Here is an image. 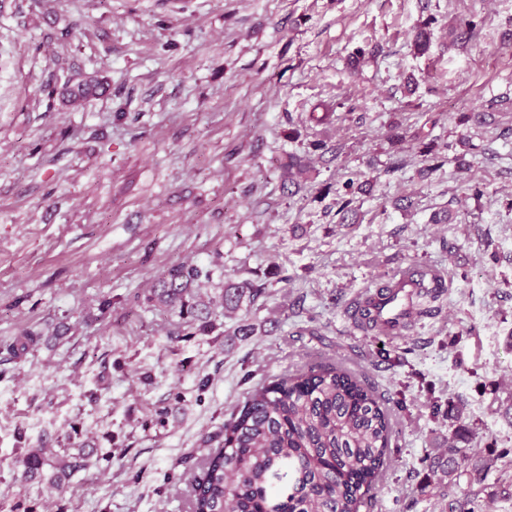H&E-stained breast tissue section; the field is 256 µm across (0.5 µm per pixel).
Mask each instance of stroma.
I'll return each mask as SVG.
<instances>
[{
  "label": "stroma",
  "instance_id": "1",
  "mask_svg": "<svg viewBox=\"0 0 512 512\" xmlns=\"http://www.w3.org/2000/svg\"><path fill=\"white\" fill-rule=\"evenodd\" d=\"M91 75L106 93L64 104ZM502 97L512 0H0V343L69 328L4 366L0 512H191L204 437L257 385L329 364L391 414L361 512H442L426 460L461 426L512 483V110L465 119ZM291 152L311 158L296 193ZM349 178L369 189L344 223ZM217 258L267 290L212 334L172 340L175 316L135 304ZM412 263L445 277L435 314L354 328L351 300ZM74 429L89 465L21 484L20 451Z\"/></svg>",
  "mask_w": 512,
  "mask_h": 512
}]
</instances>
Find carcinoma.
I'll return each mask as SVG.
<instances>
[{
  "instance_id": "1",
  "label": "carcinoma",
  "mask_w": 512,
  "mask_h": 512,
  "mask_svg": "<svg viewBox=\"0 0 512 512\" xmlns=\"http://www.w3.org/2000/svg\"><path fill=\"white\" fill-rule=\"evenodd\" d=\"M96 78L66 87L77 102L103 94ZM288 180L307 173L306 158L290 153L281 165ZM354 180L343 183L338 212H353ZM221 255L208 266L180 263L167 269L146 296L147 303L175 314V339L216 328L212 301L201 288L221 277L220 307L225 313L253 307L265 286L249 279H224ZM42 338L27 329L0 345L6 360L21 362ZM392 425L374 391L355 375L335 366L312 367L255 387L244 404L206 436L210 453L192 482V512H360L387 464ZM68 437L64 455L52 457L30 448L17 460L21 482H47L60 489L87 465L98 445ZM441 470L448 512H477L475 493L460 490V480L484 483L493 463L448 445Z\"/></svg>"
}]
</instances>
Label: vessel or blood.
<instances>
[{
    "label": "vessel or blood",
    "mask_w": 512,
    "mask_h": 512,
    "mask_svg": "<svg viewBox=\"0 0 512 512\" xmlns=\"http://www.w3.org/2000/svg\"><path fill=\"white\" fill-rule=\"evenodd\" d=\"M441 274L418 264L400 268L388 288L374 287L359 295L353 304L355 318L375 322L393 332L413 326L417 316L414 301L424 289L441 284Z\"/></svg>",
    "instance_id": "1"
}]
</instances>
